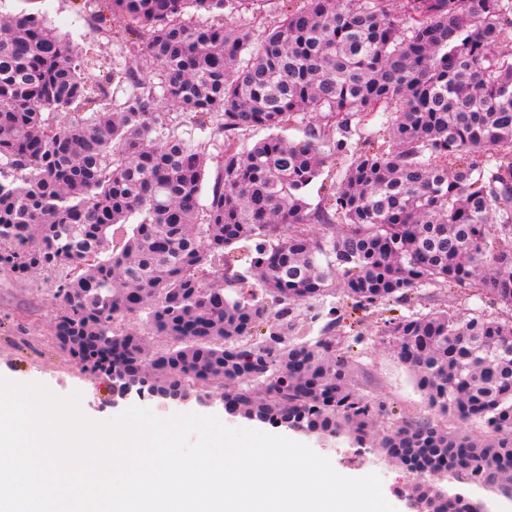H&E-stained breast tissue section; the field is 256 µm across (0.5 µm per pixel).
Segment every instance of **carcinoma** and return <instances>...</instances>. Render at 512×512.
<instances>
[{
	"label": "carcinoma",
	"instance_id": "1",
	"mask_svg": "<svg viewBox=\"0 0 512 512\" xmlns=\"http://www.w3.org/2000/svg\"><path fill=\"white\" fill-rule=\"evenodd\" d=\"M262 2L109 0L82 45L37 11L0 17V268L58 273L55 336L92 375L220 382L244 418L261 407L512 496V52L493 51L512 0H288L256 43ZM114 23L140 61L119 51L90 81ZM376 114L385 145L353 141ZM208 128L223 142L203 204ZM254 129L269 134L249 146ZM338 272L356 310L427 301L385 333L434 417L391 420L354 383L340 310L316 306ZM452 289L493 312L461 316ZM342 170L343 169L341 168H334L329 172V177L328 172L326 170V172L321 177L315 180L306 189V197L312 207H315L319 203H321L323 196H325L327 192L331 191L334 184H337L339 182Z\"/></svg>",
	"mask_w": 512,
	"mask_h": 512
}]
</instances>
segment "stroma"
Listing matches in <instances>:
<instances>
[{"label": "stroma", "mask_w": 512, "mask_h": 512, "mask_svg": "<svg viewBox=\"0 0 512 512\" xmlns=\"http://www.w3.org/2000/svg\"><path fill=\"white\" fill-rule=\"evenodd\" d=\"M96 2V7L91 8L85 0H37L35 8L53 27L79 45L89 35V19L94 9L106 7V0ZM54 283V277L44 271L19 278L0 270V376L21 383L41 382L59 395L81 391L83 411L92 419H111L130 406L142 405L161 417L195 412L216 416L230 428L250 427V420L225 411L217 387L203 400L165 407L157 400L145 401L134 393L120 396L110 378L83 372L54 338ZM422 309V303L414 300L364 313L349 312L341 327L343 335L358 332L363 336L348 353L356 382L365 394L384 401L397 414H424L428 408L410 371L398 360L385 337L384 322L390 316H408ZM263 430L310 446L318 454L335 460L337 468L350 476L378 474L383 494L397 512H412L400 491L414 482V475L391 464L373 449L364 448L345 435L322 437L270 424L264 425Z\"/></svg>", "instance_id": "obj_1"}]
</instances>
